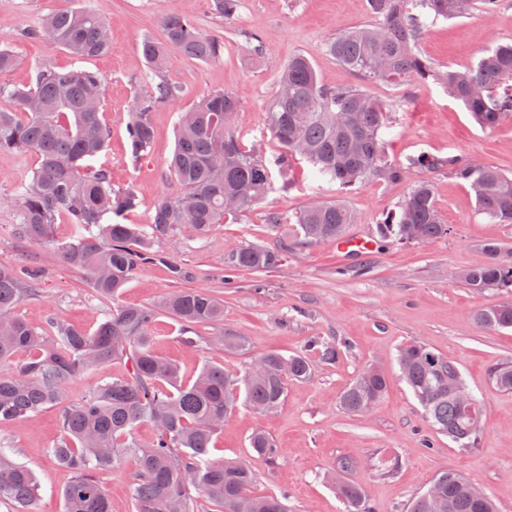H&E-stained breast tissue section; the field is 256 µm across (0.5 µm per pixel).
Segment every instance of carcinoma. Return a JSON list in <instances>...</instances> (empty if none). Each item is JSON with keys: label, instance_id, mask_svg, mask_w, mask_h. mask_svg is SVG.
Masks as SVG:
<instances>
[{"label": "carcinoma", "instance_id": "obj_1", "mask_svg": "<svg viewBox=\"0 0 512 512\" xmlns=\"http://www.w3.org/2000/svg\"><path fill=\"white\" fill-rule=\"evenodd\" d=\"M478 2L491 13L497 0H369L378 23L338 35L327 52L366 81L403 84L431 78L461 101L478 124L492 128L512 117V93L500 92L512 80V43L495 45L463 69L436 68L417 50L422 21L414 10L452 19L469 14ZM162 22L167 44L142 43L152 68L164 66L169 44L201 62L222 55L223 41L202 33L194 20L168 14ZM24 36L58 45L78 59L100 57L111 46L107 24L90 9L51 12ZM0 96L14 99L20 108L0 109V150L30 152L39 160L18 186L17 236L49 243L53 225L66 218L73 232L69 241L57 245L59 257L85 272L98 295L112 301L93 331L56 320L53 335L45 336L15 312L25 291L18 270L0 266V424H20L32 413L60 408L62 436L49 453L73 474L62 492L63 512H112L98 474L118 468L127 450L139 458L131 484L135 512H198L199 497L220 512L242 507L246 512H288L276 496L248 495L252 460L275 453L268 436L252 435L250 460L214 458L211 444L238 402L260 412L279 409L287 382L310 376V359L268 352L253 360L264 364V370L251 366L242 376L207 362L193 381L185 382L180 367L156 352L150 328L161 311L187 329L216 323L224 319V304L203 289L174 291L147 306L122 304L119 296L141 264L161 257L156 246L171 238L174 225L188 224L204 233L265 199L274 188L273 164L287 180L288 160L305 161L316 177L342 188L370 179L401 180L403 168L382 156L386 106L361 87H322L311 62L296 55L288 60L266 111L268 129L282 148L271 163L236 136L238 97L208 93L179 114L169 161L178 192L157 198L151 223L141 226L122 222L140 204L136 190L114 188L109 170L93 164L109 139L97 72L39 69L29 89L0 87ZM173 96L174 88L160 83L154 95L134 103L127 128L133 158L153 142L149 112ZM419 166L427 173L448 170L469 186L484 214L512 224V177L458 157H430ZM352 223L353 213L340 203H313L296 216L297 234L311 243L335 240ZM377 234L400 243H424L448 234L430 179L415 181L397 210L377 224ZM485 250L488 261L463 271L460 278L476 291L511 287L512 254L496 242L485 244ZM280 259L273 250L246 246L234 251L231 264L265 270ZM476 321L490 331L512 328V305L481 310ZM118 360L128 365L126 376L103 383L77 402L64 401L70 380ZM398 365L437 432L460 443L475 437L474 415L481 411L457 401L455 393L464 382L454 361L413 343L400 348ZM492 375L499 387L512 390L511 365L494 368ZM386 386L384 371L370 366L343 392L340 403L348 413L361 414L380 402ZM143 422L155 429L146 446L133 437ZM471 485L469 479L445 472L416 498L410 512H496L488 496L473 495ZM336 494L347 512H370L356 485L338 479ZM39 501L34 473L0 448V502L11 503L16 512H38Z\"/></svg>", "mask_w": 512, "mask_h": 512}]
</instances>
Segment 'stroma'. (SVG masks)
I'll list each match as a JSON object with an SVG mask.
<instances>
[{"label":"stroma","mask_w":512,"mask_h":512,"mask_svg":"<svg viewBox=\"0 0 512 512\" xmlns=\"http://www.w3.org/2000/svg\"><path fill=\"white\" fill-rule=\"evenodd\" d=\"M91 7L111 30L112 44L85 66L104 79L103 120L110 138L101 164L112 184L135 187L142 199L126 214L130 224L149 223L155 198L176 189L167 170L179 113L213 91L237 96L235 132L245 147L274 159L280 147L266 122L282 69L301 54L313 64L323 86H364L388 108L381 133L385 160L404 170L401 181L369 180L350 190L315 178L306 163L291 166L289 183L275 181L268 197L241 215L198 232L175 225L172 244L160 260L138 267L122 300L148 305L166 293L204 289L224 304L219 324L183 332L170 315L159 313L152 327L156 349L176 362L184 380H194L207 362L243 374L254 357L276 351L302 354L313 363L306 381L288 384L280 411L259 413L238 405L216 436L217 458L245 457L251 434L266 433L276 451L254 462V497H285L288 512H345L334 489L336 477L358 485L372 512H408L413 499L441 473L455 472L480 485L497 512H512V391L490 378L493 367L512 364V329L484 331L475 320L480 310L512 303V288L475 291L460 271L484 264L487 242L512 249V224L492 221L479 210L467 184L448 171L432 174L436 205L447 235L420 244L377 243L367 255L349 259L336 253L335 241L310 245L299 240L296 216L310 203L339 202L356 219L346 234L374 233L421 176L419 159L448 155L474 157L512 176V117L492 129L478 125L462 103L434 82L395 85L363 82L325 50L337 35L374 23L368 0H241L234 19H225L215 0H0V47L12 48L18 66L0 74V85L28 87L36 68H72L76 59L65 49L25 39L51 11ZM180 14L201 31L224 43L220 59L202 63L169 50V65L153 73L141 50L144 40L164 41L163 16ZM512 41V0H498L493 13L475 8L469 15L428 24L418 43L434 66L464 68L475 64L495 42ZM175 87L171 100L150 113L154 141L140 158H132L126 126L134 99L152 95L158 83ZM38 166L32 153L0 151V264L38 269L37 279L16 307L31 326L49 331L54 318L94 329L105 306L87 275L63 263L56 244L68 241L72 226H54V241L33 244L16 234L17 211L7 205L21 180ZM278 214L279 223L269 221ZM262 245L281 254L267 270L231 269L233 249ZM223 331L244 336L247 348L229 353L215 345ZM193 337L185 344L184 335ZM422 343L446 355L480 402L482 426L475 441L462 446L437 433L402 380L399 349ZM339 346L333 361L325 346ZM388 378L384 397L371 410L352 415L340 397L368 365ZM61 434L60 412L51 407L23 424L0 426V446L13 449L17 462L32 469L41 486L40 512H62L61 490L68 470L49 454ZM352 469L339 473L343 459ZM138 472L135 455L99 479L112 500V512H134L129 488Z\"/></svg>","instance_id":"35a3bbf8"}]
</instances>
